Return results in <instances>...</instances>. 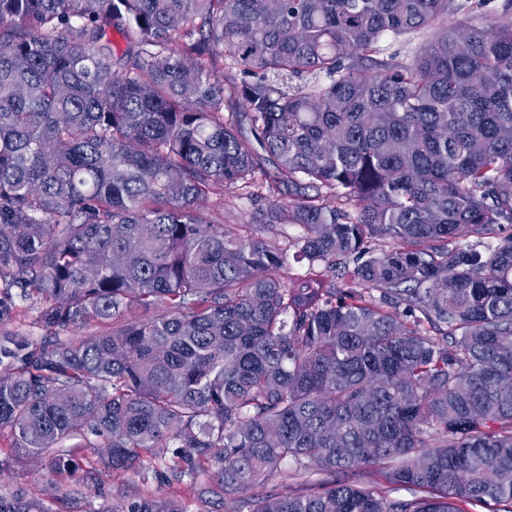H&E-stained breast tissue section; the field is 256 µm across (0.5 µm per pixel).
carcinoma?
Masks as SVG:
<instances>
[{
    "label": "carcinoma",
    "mask_w": 512,
    "mask_h": 512,
    "mask_svg": "<svg viewBox=\"0 0 512 512\" xmlns=\"http://www.w3.org/2000/svg\"><path fill=\"white\" fill-rule=\"evenodd\" d=\"M449 13L0 0V288L47 328L104 325L36 347L0 336V429L15 435L0 474L32 458L86 485L188 479L199 512H222L292 460L330 479L248 512L512 506V235L494 237L512 224V24L466 26L464 50ZM437 27L412 63L377 57L383 38ZM219 47L245 74L247 135L224 119ZM263 152L288 203L231 236L212 195L266 174ZM273 224L302 229L305 274L284 275ZM377 236L397 246L368 251ZM349 260L340 289L328 273ZM386 461L384 479L420 495L344 479ZM0 512L62 510L19 491ZM92 512L189 510L136 494Z\"/></svg>",
    "instance_id": "carcinoma-1"
}]
</instances>
